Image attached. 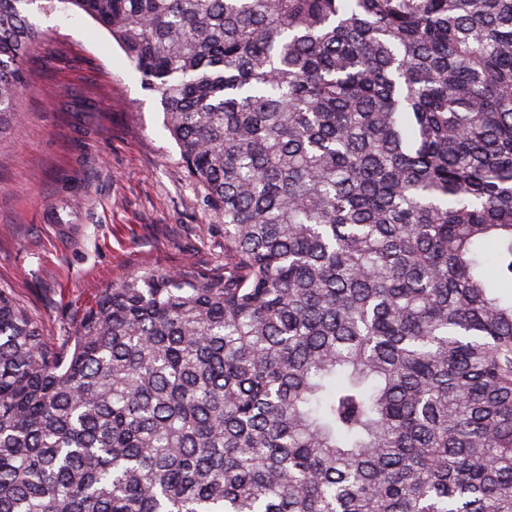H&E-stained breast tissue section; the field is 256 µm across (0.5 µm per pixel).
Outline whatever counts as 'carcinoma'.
Returning a JSON list of instances; mask_svg holds the SVG:
<instances>
[{
    "instance_id": "carcinoma-1",
    "label": "carcinoma",
    "mask_w": 512,
    "mask_h": 512,
    "mask_svg": "<svg viewBox=\"0 0 512 512\" xmlns=\"http://www.w3.org/2000/svg\"><path fill=\"white\" fill-rule=\"evenodd\" d=\"M64 3L158 95L224 274L56 340L0 289V512H512V0Z\"/></svg>"
}]
</instances>
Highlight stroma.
I'll return each instance as SVG.
<instances>
[{
    "mask_svg": "<svg viewBox=\"0 0 512 512\" xmlns=\"http://www.w3.org/2000/svg\"><path fill=\"white\" fill-rule=\"evenodd\" d=\"M30 19L21 117L0 134V289L54 339L124 277L223 270L224 219L109 33L61 5Z\"/></svg>",
    "mask_w": 512,
    "mask_h": 512,
    "instance_id": "obj_1",
    "label": "stroma"
}]
</instances>
